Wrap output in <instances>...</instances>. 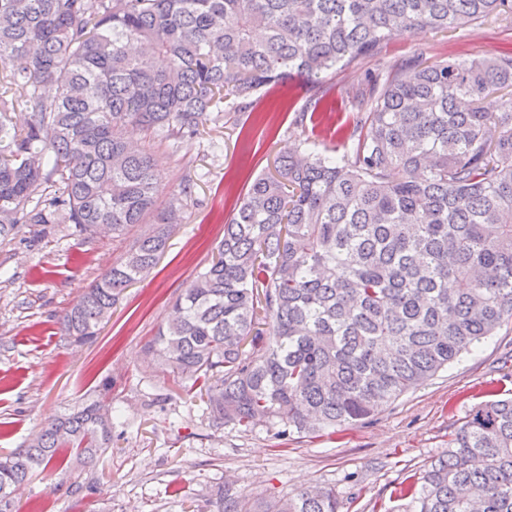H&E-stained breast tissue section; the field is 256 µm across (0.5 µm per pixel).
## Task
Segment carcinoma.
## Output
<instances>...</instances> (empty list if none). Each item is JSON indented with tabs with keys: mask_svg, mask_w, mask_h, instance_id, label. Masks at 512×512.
<instances>
[{
	"mask_svg": "<svg viewBox=\"0 0 512 512\" xmlns=\"http://www.w3.org/2000/svg\"><path fill=\"white\" fill-rule=\"evenodd\" d=\"M512 23V0H0V239L19 224L123 237L149 225L61 328L97 336L147 275L191 188L156 197L137 126L162 141L298 75L311 83L418 29ZM500 94L496 110L483 106ZM31 110L19 127L7 116ZM344 152L289 149L254 179L210 265L146 353L191 382L212 426L317 435L356 425L512 323V54L398 62L355 95ZM112 444L97 398L0 458V512L32 471ZM512 512V397L474 406L396 496L415 512ZM217 512H341L335 490Z\"/></svg>",
	"mask_w": 512,
	"mask_h": 512,
	"instance_id": "carcinoma-1",
	"label": "carcinoma"
}]
</instances>
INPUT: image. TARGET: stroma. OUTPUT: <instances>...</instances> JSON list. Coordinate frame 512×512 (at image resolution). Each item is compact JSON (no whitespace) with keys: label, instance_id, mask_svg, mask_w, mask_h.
Masks as SVG:
<instances>
[{"label":"stroma","instance_id":"35a3bbf8","mask_svg":"<svg viewBox=\"0 0 512 512\" xmlns=\"http://www.w3.org/2000/svg\"><path fill=\"white\" fill-rule=\"evenodd\" d=\"M512 52V29L497 23L393 38L375 57L329 75L334 112L298 115L316 91L303 78L254 96L194 138L153 142L158 198L190 185L192 197L168 248L147 276L125 289L95 342L73 344L60 320L82 291L118 261L130 240L85 235L73 224H22L0 241V457L54 415L112 382V447L95 463L37 470L18 492L17 512H216L206 490L224 482L255 501L304 488L335 489L346 512H411L395 490L448 448V435L489 395L512 397V323L433 380L365 423L276 436L274 428H214L188 382L151 365L145 344L171 304L209 266L224 219L252 180L288 146L342 153L336 127L349 126L348 90L401 60L482 59Z\"/></svg>","mask_w":512,"mask_h":512}]
</instances>
